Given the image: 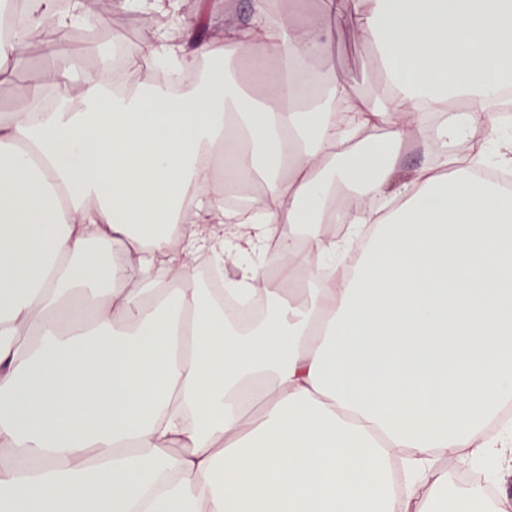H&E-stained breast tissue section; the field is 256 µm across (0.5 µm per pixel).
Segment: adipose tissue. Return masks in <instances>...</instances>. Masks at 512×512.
<instances>
[{
  "label": "adipose tissue",
  "mask_w": 512,
  "mask_h": 512,
  "mask_svg": "<svg viewBox=\"0 0 512 512\" xmlns=\"http://www.w3.org/2000/svg\"><path fill=\"white\" fill-rule=\"evenodd\" d=\"M185 2L114 5L152 21L132 66L211 61L192 90L117 94L104 61L75 89L52 66L0 120V445L27 459L0 464V512H486L439 460L512 464V428L486 431L512 399V190L481 177L512 169L491 107L512 0H372L353 22L383 91L355 97L296 73L320 25L252 0L193 43ZM88 15L32 0L0 62L44 25L59 57ZM419 100L445 115L434 136ZM407 138L433 161L404 174ZM205 156L230 184L265 172L249 209H225ZM203 250L263 295L247 332L195 287Z\"/></svg>",
  "instance_id": "adipose-tissue-1"
}]
</instances>
